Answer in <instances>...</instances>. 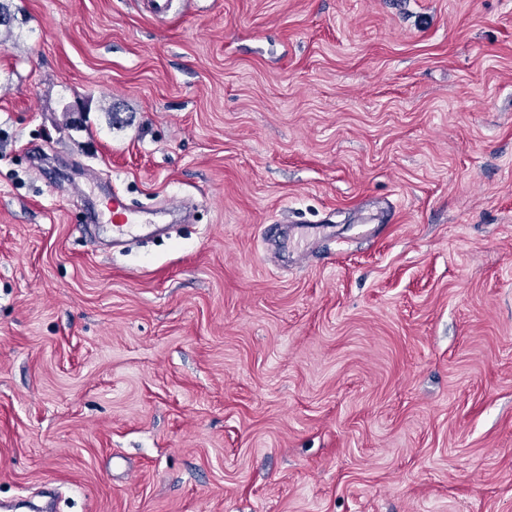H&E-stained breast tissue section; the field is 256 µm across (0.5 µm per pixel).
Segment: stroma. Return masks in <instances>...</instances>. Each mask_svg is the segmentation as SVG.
Returning a JSON list of instances; mask_svg holds the SVG:
<instances>
[{"mask_svg": "<svg viewBox=\"0 0 512 512\" xmlns=\"http://www.w3.org/2000/svg\"><path fill=\"white\" fill-rule=\"evenodd\" d=\"M10 3L0 512H512V0ZM108 221L111 223L112 233L117 235H128L133 230V225L139 224L133 211L124 206L123 200L118 193L112 195V211H110Z\"/></svg>", "mask_w": 512, "mask_h": 512, "instance_id": "stroma-1", "label": "stroma"}]
</instances>
